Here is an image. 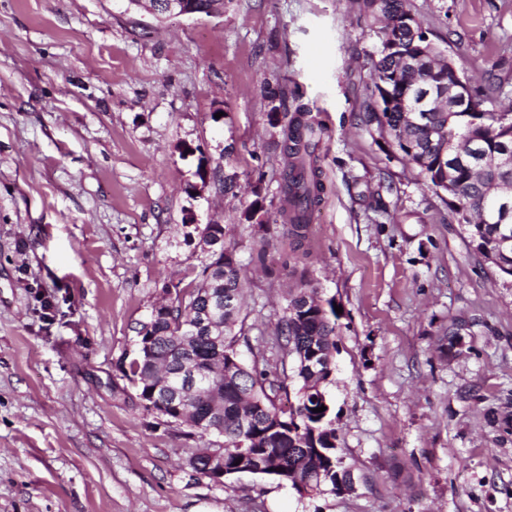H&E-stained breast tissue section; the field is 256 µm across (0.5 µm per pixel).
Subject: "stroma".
<instances>
[{
  "label": "stroma",
  "mask_w": 512,
  "mask_h": 512,
  "mask_svg": "<svg viewBox=\"0 0 512 512\" xmlns=\"http://www.w3.org/2000/svg\"><path fill=\"white\" fill-rule=\"evenodd\" d=\"M407 3L512 101V0ZM377 31L361 0L163 20L127 0H0V512H512V281L362 123ZM301 103L326 129V190L309 258L288 265L282 144ZM256 187L261 228L241 219ZM213 222L247 278L245 361L276 358L290 287L342 307L327 392L354 492L218 486L188 464L209 437L130 391L135 329L196 280Z\"/></svg>",
  "instance_id": "35a3bbf8"
}]
</instances>
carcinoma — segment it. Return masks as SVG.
I'll return each instance as SVG.
<instances>
[{"instance_id": "cac0c4a2", "label": "carcinoma", "mask_w": 512, "mask_h": 512, "mask_svg": "<svg viewBox=\"0 0 512 512\" xmlns=\"http://www.w3.org/2000/svg\"><path fill=\"white\" fill-rule=\"evenodd\" d=\"M366 14L381 17L385 25L378 60L372 102L364 108L368 125L388 135L402 159L419 170L428 185L454 200L450 207L464 220L468 234L478 250L495 249L505 243L504 252L493 262L497 273L512 279V175L494 165L493 156L508 150L512 154V111L483 108L479 112H450L448 99L436 102L427 119L410 121L411 110L432 86L448 90V66L441 55L425 58L411 69L385 53L392 39L411 57L427 46L420 25L407 9V0H362ZM289 126L284 144L285 166L280 185L290 221V249L295 261L306 259L304 249L310 234V221L319 206L325 185L314 162L315 149L324 134L322 124L308 117L303 105ZM448 148V169L453 189L437 168L443 148ZM255 200L242 212L241 219L261 224L263 210L259 190ZM226 226L206 224L202 231L224 239V252L213 254L202 264L200 281L192 288L174 286L175 296L165 304V312L151 319V329L137 337L136 350L129 363L128 380L141 406L157 412L168 423H178L177 407H160L150 398L161 381L164 365L175 359L180 342L179 323L206 304V297L219 287L237 296L235 308L219 316L224 335L214 343L207 333L188 337L198 370V384L190 396L192 412L185 416L190 429L203 436L219 437L223 443L224 483L227 486L241 474L261 480L291 484L302 495H319L327 485L336 486L341 457L332 427V404L326 385L332 365L313 357V349L328 356L336 348V311L332 301L323 302L316 289L302 284L289 289L287 315L280 328L281 356L274 366L268 363L245 364L236 344L245 337L241 318L242 266L235 246L227 241ZM219 386L224 403L222 430L213 429L208 418L211 389ZM293 398L288 408L282 398ZM325 407L319 413L317 407Z\"/></svg>"}]
</instances>
